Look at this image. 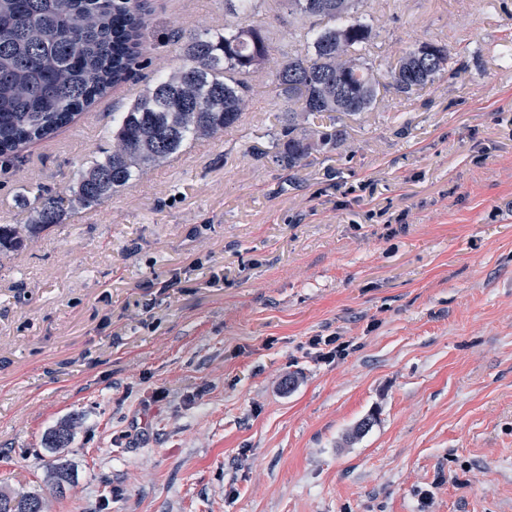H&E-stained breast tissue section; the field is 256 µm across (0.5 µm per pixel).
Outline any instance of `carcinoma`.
I'll use <instances>...</instances> for the list:
<instances>
[{"label": "carcinoma", "instance_id": "obj_1", "mask_svg": "<svg viewBox=\"0 0 512 512\" xmlns=\"http://www.w3.org/2000/svg\"><path fill=\"white\" fill-rule=\"evenodd\" d=\"M293 10L326 24L308 31L304 52L276 69L275 87L288 101V119L275 159L293 169L344 140L342 129L310 119L356 115L375 102L380 82L359 51L371 27L354 17L358 0H289ZM141 0H0V156L19 157L33 141L54 136L116 85L127 80L144 50ZM432 57L408 51L387 71L388 85L410 94L451 69L447 46L428 43ZM182 64L142 89L112 118V151L69 188L73 210L100 204L190 140L236 125L247 81L269 60V38L254 24H237L183 38ZM33 223L0 224V252L24 245V232L63 221L61 200L22 198ZM37 496L0 494V512H29Z\"/></svg>", "mask_w": 512, "mask_h": 512}]
</instances>
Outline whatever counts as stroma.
Masks as SVG:
<instances>
[{
	"label": "stroma",
	"mask_w": 512,
	"mask_h": 512,
	"mask_svg": "<svg viewBox=\"0 0 512 512\" xmlns=\"http://www.w3.org/2000/svg\"><path fill=\"white\" fill-rule=\"evenodd\" d=\"M145 6L129 83L0 158V224L30 222L19 195L68 197L179 37L241 21ZM357 15L378 74L426 42L454 74L381 90L336 150L284 168L272 79L311 20L256 0L273 48L233 129L0 253V492L45 512H512V0ZM329 335L344 356L308 348Z\"/></svg>",
	"instance_id": "35a3bbf8"
}]
</instances>
